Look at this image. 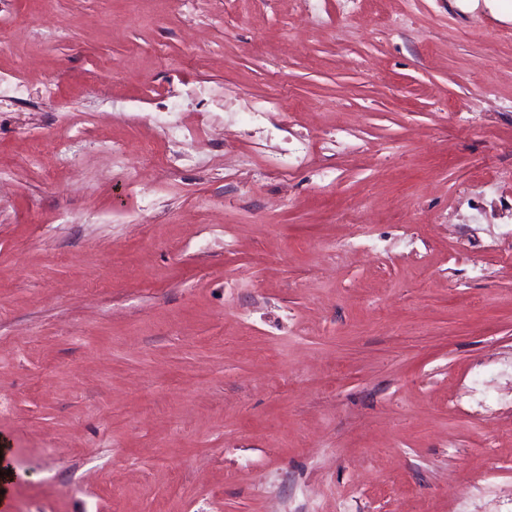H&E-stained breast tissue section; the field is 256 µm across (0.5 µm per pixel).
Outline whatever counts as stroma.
<instances>
[{
	"mask_svg": "<svg viewBox=\"0 0 512 512\" xmlns=\"http://www.w3.org/2000/svg\"><path fill=\"white\" fill-rule=\"evenodd\" d=\"M17 77L0 512H512V0H0ZM342 222L353 226L354 231L350 236L344 240H336V243H326L325 249H336L337 250H355L367 245V234L365 228L361 225V216L357 211L344 214Z\"/></svg>",
	"mask_w": 512,
	"mask_h": 512,
	"instance_id": "1",
	"label": "stroma"
}]
</instances>
